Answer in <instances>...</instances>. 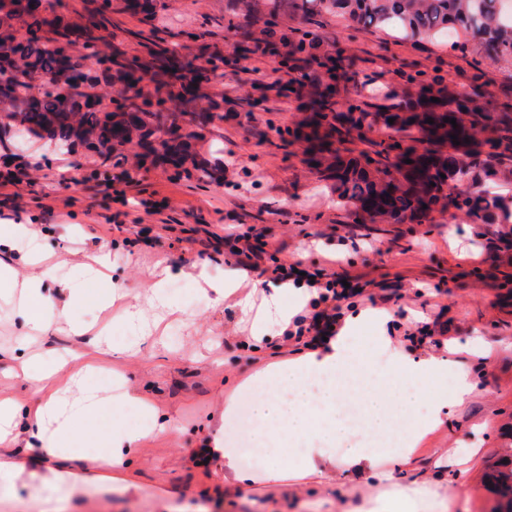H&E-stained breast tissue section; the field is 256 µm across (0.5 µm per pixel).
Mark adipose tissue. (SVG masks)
<instances>
[{
    "label": "adipose tissue",
    "instance_id": "1",
    "mask_svg": "<svg viewBox=\"0 0 512 512\" xmlns=\"http://www.w3.org/2000/svg\"><path fill=\"white\" fill-rule=\"evenodd\" d=\"M15 250L20 253L21 263L32 265L45 248L28 225L1 224L0 253ZM101 278L99 270L90 265L75 268L62 281L51 268L27 277L21 304L25 327L31 331L41 328L42 305L50 284L59 283L69 296L68 304L59 310L66 318L73 305L83 301L85 283ZM380 345V378L353 385L348 391L341 383L349 377L350 358L340 343L327 351L312 350L274 363L246 379L245 388L258 391L253 404L255 422L246 435L251 447L265 458L262 479L284 488L298 471L350 470L368 474L384 488L367 512H447L448 500L438 491L396 483L392 472L381 467L390 455L389 449L366 447L360 435L365 432L387 437L396 423L425 409L422 428L406 433L402 441V461L412 464L424 430L440 424L449 402L464 403L474 383L462 372L456 376L453 399L427 398L422 378L439 370L437 359L411 360L387 336L381 337ZM72 385L70 399H49L38 404L29 416L30 436L42 447L53 448L61 441L83 437L85 425L109 405L106 398L88 391L82 379H74ZM139 437L136 431H113L107 439L110 451L98 457V473L86 482V489L106 487L127 492L126 455Z\"/></svg>",
    "mask_w": 512,
    "mask_h": 512
}]
</instances>
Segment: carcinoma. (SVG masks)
Segmentation results:
<instances>
[{
  "label": "carcinoma",
  "mask_w": 512,
  "mask_h": 512,
  "mask_svg": "<svg viewBox=\"0 0 512 512\" xmlns=\"http://www.w3.org/2000/svg\"><path fill=\"white\" fill-rule=\"evenodd\" d=\"M3 2L0 14L23 25L28 37L17 41L7 34L0 40V74L13 77L0 92L6 109L0 119L17 112L25 116L16 128L19 134H46L62 147L78 141L110 153L131 141V130L117 120L127 114L128 124L141 132L143 162L170 165L177 178L214 176L213 168L191 153L196 133L180 141L170 134L181 126L203 130L222 119L198 105L194 90L224 81V65L266 52V41L250 28L253 18L272 29L285 18L324 12L364 28L394 31L406 40L447 42L462 54L512 65V0H229L227 27L236 36L232 53L217 51L202 60L166 48L152 50V64L170 80L156 83L154 93L145 95L142 65L98 51L101 21L96 13L46 37L40 35L48 26L45 18L25 8L22 0H11L9 8ZM284 63L298 76L279 92L291 93L294 84L308 81L316 98L295 127L278 128L275 134L283 147L303 146L306 163L333 182L339 202L353 207L356 223H365V213L378 212L390 224H433L447 215L454 221L512 224V196L481 189L483 180L512 175V112L487 108L481 70L470 77L469 99L446 95L440 83L408 75L406 84L393 90L398 98L394 110L371 112L342 100L354 74V60L344 51L324 50L301 30ZM98 69L124 89L112 110L63 109V82H89ZM398 144L405 152L394 153ZM486 484L494 495L489 512H512V457L496 463Z\"/></svg>",
  "instance_id": "carcinoma-1"
}]
</instances>
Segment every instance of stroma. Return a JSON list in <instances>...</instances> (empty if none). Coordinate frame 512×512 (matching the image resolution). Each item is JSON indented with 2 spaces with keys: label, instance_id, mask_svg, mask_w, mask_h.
I'll list each match as a JSON object with an SVG mask.
<instances>
[{
  "label": "stroma",
  "instance_id": "stroma-1",
  "mask_svg": "<svg viewBox=\"0 0 512 512\" xmlns=\"http://www.w3.org/2000/svg\"><path fill=\"white\" fill-rule=\"evenodd\" d=\"M161 16L169 45L183 54L207 49L229 50L224 27V0H154L152 15ZM147 15L112 12L114 41L129 57L148 63L147 49L134 34L149 31ZM319 36L325 48H340L355 61L357 83L370 88H396L401 73L438 76L457 92L469 89L472 57L449 45L426 40L400 41L382 32L353 28L349 21L313 14L299 23H284L266 33L265 55L252 65L268 72L280 67L284 37L294 27ZM483 91L491 110L502 109L501 86L512 75L500 66L482 63ZM265 78L235 91L207 84L206 91L222 121L201 131L195 149L215 170L211 181L173 178L170 169L139 167L130 161L98 163L99 171H127L128 182L89 181L82 163L88 154L76 146L72 156L80 168H60L58 154L47 140L16 142L0 135V165L19 155H35L39 166L28 179L7 187L17 210L0 204V225L28 224L45 240L50 258L78 266L102 258L111 283L92 286L77 311L80 321L101 330L104 339L93 347V333L78 334L57 321L47 307L51 330L33 343L45 367H58L41 394L17 378L16 338L22 318L10 302L11 283L0 282V401L20 406L49 397L67 377L89 361L122 375L126 388L146 397L165 420L133 445L128 458L132 489L89 492L68 481L53 486L51 502L33 501L27 488L37 467L92 470L94 453L80 461L49 455L43 448H22L24 470L14 484L0 490V512H301L304 500L317 501V512H348L380 492L372 478L344 471L320 479H291L287 491H272L259 479L261 465L242 463L254 480L240 496L224 493V464L209 458L206 439L224 411V399H245L240 382L268 364L308 352L304 342L274 337L257 342L255 322L242 312L245 295L262 300L271 294L276 267L300 263L308 272L354 279L366 293L342 303L344 319H357L346 339L348 352L369 363L379 344V324L359 319L369 305L368 294L386 290L396 296L405 315L392 339L410 359L436 358L441 371L425 377L428 396H452L449 377L464 371L475 388L467 402L449 406L441 424L416 445V463L400 468L395 480L403 486L438 488L453 503V512H488L490 495L482 476L501 449L512 448V255L489 246L486 224H356L339 206L328 182L319 180L301 154H288L260 142L268 126L288 127L304 116L303 97H270L246 112L242 101L258 97ZM256 249L258 271L237 267L234 253ZM178 274L172 285L178 311L166 315L149 342L136 346L121 324L124 302L100 310L96 301L108 286L122 288L130 300H145L154 271ZM206 269L212 280L231 278L233 291L210 305L200 301L193 272ZM448 323L442 348L416 346L406 330L434 319Z\"/></svg>",
  "mask_w": 512,
  "mask_h": 512
}]
</instances>
